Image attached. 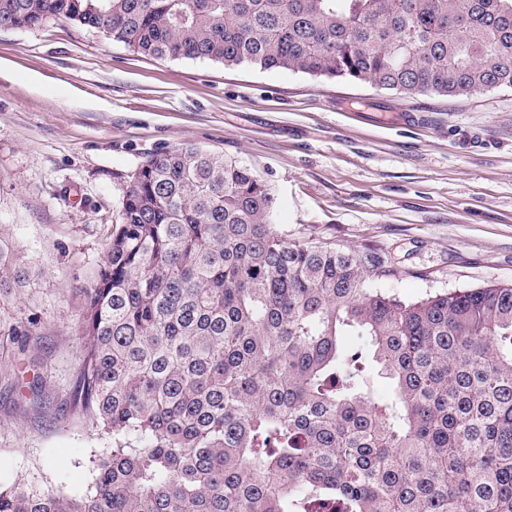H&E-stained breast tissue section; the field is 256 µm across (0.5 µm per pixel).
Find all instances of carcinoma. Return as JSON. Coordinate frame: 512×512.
<instances>
[{
	"label": "carcinoma",
	"mask_w": 512,
	"mask_h": 512,
	"mask_svg": "<svg viewBox=\"0 0 512 512\" xmlns=\"http://www.w3.org/2000/svg\"><path fill=\"white\" fill-rule=\"evenodd\" d=\"M62 18L149 59L404 96L512 88V0H0V29ZM276 209L250 168L192 144L130 176L76 397L112 447L91 494L17 484L0 512H512V285L404 301L373 287L393 275L375 251L290 240ZM28 281L0 235V295Z\"/></svg>",
	"instance_id": "1"
}]
</instances>
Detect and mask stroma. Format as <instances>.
<instances>
[{
    "mask_svg": "<svg viewBox=\"0 0 512 512\" xmlns=\"http://www.w3.org/2000/svg\"><path fill=\"white\" fill-rule=\"evenodd\" d=\"M248 166L289 239L379 253L404 300L512 284V89L368 84L144 59L65 20L0 30V234L29 285L0 296V487L88 493L111 447L72 408L92 287L130 175L184 143Z\"/></svg>",
    "mask_w": 512,
    "mask_h": 512,
    "instance_id": "1",
    "label": "stroma"
}]
</instances>
